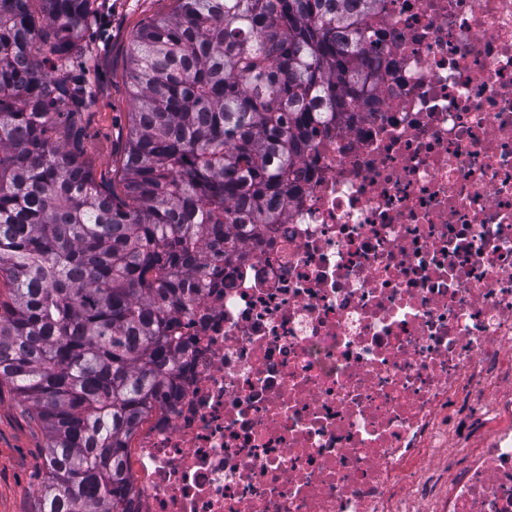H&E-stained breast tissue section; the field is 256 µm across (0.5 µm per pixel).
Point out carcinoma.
<instances>
[{"label": "carcinoma", "mask_w": 512, "mask_h": 512, "mask_svg": "<svg viewBox=\"0 0 512 512\" xmlns=\"http://www.w3.org/2000/svg\"><path fill=\"white\" fill-rule=\"evenodd\" d=\"M92 2L0 0V383L47 433L34 512H125L127 441L177 391L204 269L277 223L371 77L375 0H176L133 36L123 176L103 189L72 121L92 94L68 79Z\"/></svg>", "instance_id": "carcinoma-1"}]
</instances>
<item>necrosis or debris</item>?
Returning a JSON list of instances; mask_svg holds the SVG:
<instances>
[{
	"instance_id": "1",
	"label": "necrosis or debris",
	"mask_w": 512,
	"mask_h": 512,
	"mask_svg": "<svg viewBox=\"0 0 512 512\" xmlns=\"http://www.w3.org/2000/svg\"><path fill=\"white\" fill-rule=\"evenodd\" d=\"M372 88L183 335L127 512H512V0H377Z\"/></svg>"
}]
</instances>
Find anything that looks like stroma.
Instances as JSON below:
<instances>
[{"mask_svg": "<svg viewBox=\"0 0 512 512\" xmlns=\"http://www.w3.org/2000/svg\"><path fill=\"white\" fill-rule=\"evenodd\" d=\"M175 7L176 0H104L106 41H99V29L93 27L80 39L74 71L91 80L94 96L78 124L85 130L84 156L97 180L122 177L133 110L128 69L132 37L139 26L173 14ZM45 444L43 426L23 410L11 384H0V512H33L34 491L47 470Z\"/></svg>", "mask_w": 512, "mask_h": 512, "instance_id": "stroma-1", "label": "stroma"}]
</instances>
